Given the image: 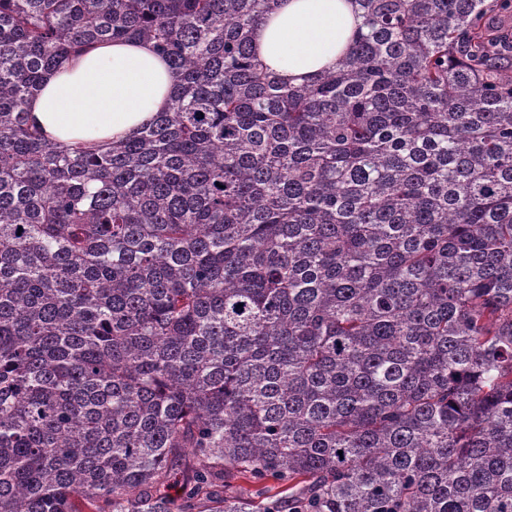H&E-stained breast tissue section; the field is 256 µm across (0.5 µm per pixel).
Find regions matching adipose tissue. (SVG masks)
<instances>
[{
  "instance_id": "ef3b65f1",
  "label": "adipose tissue",
  "mask_w": 512,
  "mask_h": 512,
  "mask_svg": "<svg viewBox=\"0 0 512 512\" xmlns=\"http://www.w3.org/2000/svg\"><path fill=\"white\" fill-rule=\"evenodd\" d=\"M359 23L351 0H281L254 46L270 71L300 86L335 65ZM178 80L146 44L101 43L46 75L28 120L50 143L109 147L163 111Z\"/></svg>"
}]
</instances>
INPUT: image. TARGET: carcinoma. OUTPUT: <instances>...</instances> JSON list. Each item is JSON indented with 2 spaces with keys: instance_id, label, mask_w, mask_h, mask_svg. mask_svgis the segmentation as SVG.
I'll return each instance as SVG.
<instances>
[{
  "instance_id": "1",
  "label": "carcinoma",
  "mask_w": 512,
  "mask_h": 512,
  "mask_svg": "<svg viewBox=\"0 0 512 512\" xmlns=\"http://www.w3.org/2000/svg\"><path fill=\"white\" fill-rule=\"evenodd\" d=\"M352 2L291 86L278 0H0V512H512V0ZM116 40L167 108L42 139ZM360 23L350 0H283L253 44L270 71L300 86L336 64ZM178 80L146 44L101 43L46 75L28 120L52 144L109 147L162 112Z\"/></svg>"
}]
</instances>
